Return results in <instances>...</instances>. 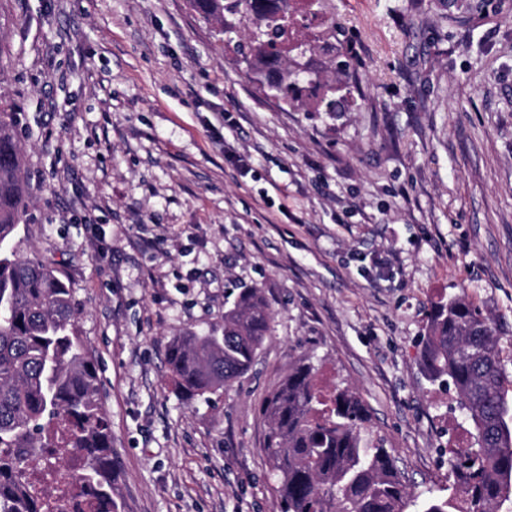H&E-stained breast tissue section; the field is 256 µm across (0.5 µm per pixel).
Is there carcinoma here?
Wrapping results in <instances>:
<instances>
[{"mask_svg": "<svg viewBox=\"0 0 512 512\" xmlns=\"http://www.w3.org/2000/svg\"><path fill=\"white\" fill-rule=\"evenodd\" d=\"M287 2L191 0L206 17L222 22L230 13L256 25L240 52L260 82L294 104L321 79L283 65L291 39L280 19ZM21 172L15 113L1 111L0 512H43L53 494L46 486L34 491L25 473L46 448H72L85 458L80 480L98 512H112V437L96 364L74 328L70 288L14 242L26 206ZM270 320L262 289L244 288L224 310V335L174 337L167 365L176 388L190 402L224 392L250 369ZM420 365L430 382L455 392L475 430L473 442L450 449L456 496L430 502L426 512H499L512 502V426L493 328L460 297L437 303ZM316 373L310 359H299L264 407L281 512H406L409 492L391 454L362 444V403L349 390L324 396Z\"/></svg>", "mask_w": 512, "mask_h": 512, "instance_id": "carcinoma-1", "label": "carcinoma"}]
</instances>
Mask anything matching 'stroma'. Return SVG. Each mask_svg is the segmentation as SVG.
Returning a JSON list of instances; mask_svg holds the SVG:
<instances>
[{"label": "stroma", "instance_id": "1", "mask_svg": "<svg viewBox=\"0 0 512 512\" xmlns=\"http://www.w3.org/2000/svg\"><path fill=\"white\" fill-rule=\"evenodd\" d=\"M332 20L346 70L321 51ZM296 29L342 111L261 91L190 0H0L17 237L80 310L116 512H280L262 406L307 356L361 399L411 512L452 498L470 426L419 366L449 297L492 322L512 404V0H322ZM251 287L271 312L252 368L186 403L169 341L221 335Z\"/></svg>", "mask_w": 512, "mask_h": 512}]
</instances>
